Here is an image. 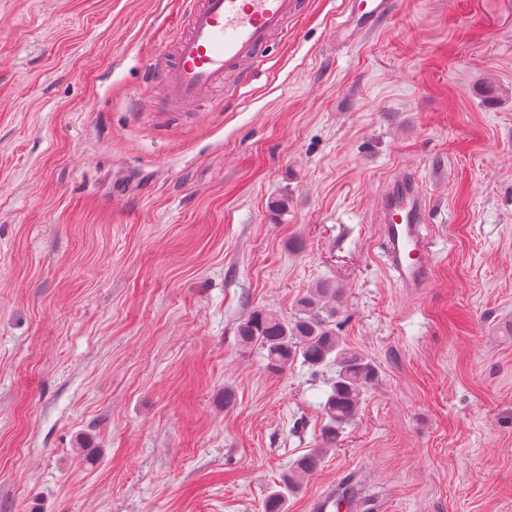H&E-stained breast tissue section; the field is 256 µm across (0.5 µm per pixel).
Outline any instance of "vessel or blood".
Returning <instances> with one entry per match:
<instances>
[{
    "label": "vessel or blood",
    "mask_w": 512,
    "mask_h": 512,
    "mask_svg": "<svg viewBox=\"0 0 512 512\" xmlns=\"http://www.w3.org/2000/svg\"><path fill=\"white\" fill-rule=\"evenodd\" d=\"M395 9V0H356L339 33L372 30ZM300 10V0H182L174 37L152 57L142 86L159 111L194 106L211 111L227 74L248 83L264 64L269 43ZM427 203L413 172H404L387 191L381 207L382 235L389 265L407 288L429 279L433 253L420 227Z\"/></svg>",
    "instance_id": "1"
}]
</instances>
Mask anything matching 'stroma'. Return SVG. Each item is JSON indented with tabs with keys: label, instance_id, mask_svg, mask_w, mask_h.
I'll return each mask as SVG.
<instances>
[{
	"label": "stroma",
	"instance_id": "stroma-1",
	"mask_svg": "<svg viewBox=\"0 0 512 512\" xmlns=\"http://www.w3.org/2000/svg\"><path fill=\"white\" fill-rule=\"evenodd\" d=\"M347 2L159 112L136 88L181 0H0V512H262L334 372H271L237 325L323 279L379 378L288 512L349 475L358 512H512V0H396L350 43ZM407 170L415 289L380 224ZM427 200L416 175L404 172L387 191L381 207L382 235L388 264L405 288H422L429 279L433 253L421 235Z\"/></svg>",
	"mask_w": 512,
	"mask_h": 512
}]
</instances>
